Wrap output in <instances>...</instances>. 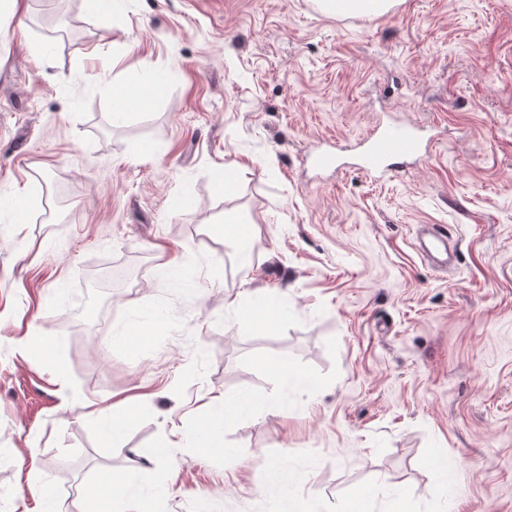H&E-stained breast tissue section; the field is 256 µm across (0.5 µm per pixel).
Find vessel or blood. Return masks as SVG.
I'll list each match as a JSON object with an SVG mask.
<instances>
[{
    "label": "vessel or blood",
    "instance_id": "obj_1",
    "mask_svg": "<svg viewBox=\"0 0 512 512\" xmlns=\"http://www.w3.org/2000/svg\"><path fill=\"white\" fill-rule=\"evenodd\" d=\"M426 145L415 127L404 124L378 126L362 144L353 162L361 174L377 179L387 175L402 160L425 153ZM421 255L433 266L445 270L452 266L454 250L450 248L447 230L434 225H421L416 233Z\"/></svg>",
    "mask_w": 512,
    "mask_h": 512
}]
</instances>
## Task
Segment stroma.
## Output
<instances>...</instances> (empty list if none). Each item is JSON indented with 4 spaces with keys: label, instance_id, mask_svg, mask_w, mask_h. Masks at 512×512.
I'll list each match as a JSON object with an SVG mask.
<instances>
[{
    "label": "stroma",
    "instance_id": "stroma-1",
    "mask_svg": "<svg viewBox=\"0 0 512 512\" xmlns=\"http://www.w3.org/2000/svg\"><path fill=\"white\" fill-rule=\"evenodd\" d=\"M155 78L113 121L114 88ZM389 121L431 158L378 181L311 169L314 145ZM19 194L23 218L0 209V512H42L45 481L85 512L105 470L132 475L131 512L359 493L512 512V0H119L106 21L28 0L0 19V200ZM421 224L448 228L455 267L416 250ZM235 396L252 404L222 447H198ZM322 11L339 15L345 10H353L365 15L382 14L394 7L398 0H318Z\"/></svg>",
    "mask_w": 512,
    "mask_h": 512
}]
</instances>
